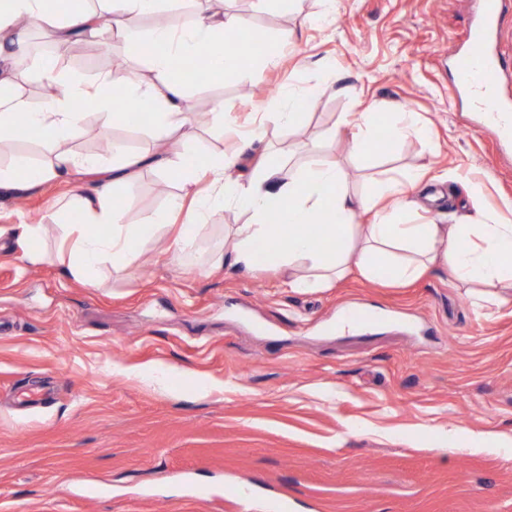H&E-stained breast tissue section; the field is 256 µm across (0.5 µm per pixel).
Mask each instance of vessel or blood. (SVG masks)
<instances>
[{
  "instance_id": "1",
  "label": "vessel or blood",
  "mask_w": 512,
  "mask_h": 512,
  "mask_svg": "<svg viewBox=\"0 0 512 512\" xmlns=\"http://www.w3.org/2000/svg\"><path fill=\"white\" fill-rule=\"evenodd\" d=\"M505 2L477 0V21L469 30V45L453 58L454 80L448 88V104L453 107L462 98H469L485 124L512 144V100L500 92L501 57L492 49L501 35Z\"/></svg>"
}]
</instances>
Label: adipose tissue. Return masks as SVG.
I'll return each instance as SVG.
<instances>
[{
	"label": "adipose tissue",
	"mask_w": 512,
	"mask_h": 512,
	"mask_svg": "<svg viewBox=\"0 0 512 512\" xmlns=\"http://www.w3.org/2000/svg\"><path fill=\"white\" fill-rule=\"evenodd\" d=\"M181 6L192 15L189 24H181L174 13L147 38L150 81L123 70L88 83L61 72L53 57L29 66L26 41L34 29L50 34L61 46L75 35L100 41L110 31L98 26L95 6L83 0H0V56L12 63L0 74V136L22 125L53 153L45 163L17 157L10 168L0 170V189L73 175L91 180L90 189L78 193L63 227L67 256L56 259L37 249L27 252L28 262L58 261L66 277L93 286L103 266L118 271L131 266L140 243L166 226L173 214L183 216L176 244L190 252L203 238L208 219L232 205L250 213L252 221L237 227L223 251L212 254L211 263L223 265L228 256L247 268L268 262L287 272L292 289L326 286L354 267L369 279L402 285L442 266L480 306L495 301V287L512 283L511 221L479 209L455 224L408 221V212L426 194L423 171L379 179L369 194L353 195L344 169L320 158V145L312 141L304 146L307 160L288 174L260 156L252 177L242 182L229 175L236 158L217 156L203 163L182 142L171 141L173 131L192 121L181 107L185 85L174 59H195L211 78L233 80L248 62L238 44L251 30L238 14L205 9L200 0H182ZM28 80L45 88L39 103L17 91ZM119 93L150 118L146 135L158 145L154 155L130 153L114 162L73 154L67 142L86 114L115 125L126 123V114L115 107ZM153 162L174 171L187 192H192L196 170L206 168L210 190L195 194L191 208H184L177 197L168 209L127 223L124 210L113 205L114 189ZM361 210L374 211L372 223H355Z\"/></svg>",
	"instance_id": "adipose-tissue-1"
}]
</instances>
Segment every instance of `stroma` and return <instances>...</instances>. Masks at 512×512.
Returning a JSON list of instances; mask_svg holds the SVG:
<instances>
[{"label": "stroma", "instance_id": "stroma-1", "mask_svg": "<svg viewBox=\"0 0 512 512\" xmlns=\"http://www.w3.org/2000/svg\"><path fill=\"white\" fill-rule=\"evenodd\" d=\"M223 8L280 56L269 65L260 48L235 80L199 70L187 82L184 111L224 104L223 129L178 132L200 160L239 153L246 179L255 153L284 170L317 140L354 194L423 166L442 195L427 219L451 223L449 206L469 208L478 186L484 209L512 220V147L475 130L467 105H448L472 0H336L320 19L316 0L290 14L253 0ZM151 30L144 19L125 40L82 41L80 57L62 48L60 66L92 80L118 57L148 75L134 45ZM312 88L298 126L266 124L246 144L271 93ZM369 110L417 113L432 138L350 154L348 135L329 132ZM69 146L106 159L154 150L92 116ZM75 189L52 180L0 197V226L41 216V245L56 249ZM115 192L133 223L181 190L148 166ZM249 221L226 207L192 254L162 228L95 287L0 238V512H272L274 493L287 512H512V446L486 440L512 438V288L479 309L441 268L406 286L354 271L304 291L268 264L208 270ZM348 312L357 322L341 325ZM240 481L252 492L238 499Z\"/></svg>", "mask_w": 512, "mask_h": 512}]
</instances>
